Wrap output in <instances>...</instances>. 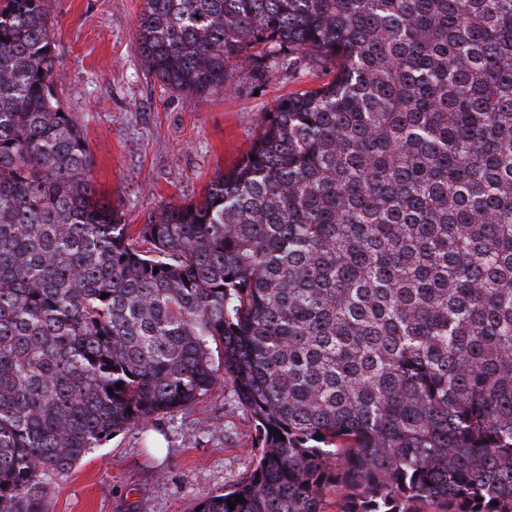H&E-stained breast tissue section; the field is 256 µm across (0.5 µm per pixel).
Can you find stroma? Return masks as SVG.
Returning a JSON list of instances; mask_svg holds the SVG:
<instances>
[{
  "instance_id": "35a3bbf8",
  "label": "stroma",
  "mask_w": 512,
  "mask_h": 512,
  "mask_svg": "<svg viewBox=\"0 0 512 512\" xmlns=\"http://www.w3.org/2000/svg\"><path fill=\"white\" fill-rule=\"evenodd\" d=\"M145 0H46L61 75L58 98L82 126L92 179L125 224L171 201L195 203L248 152L275 100L323 78L303 60L255 81L232 70L223 93L189 98L162 89L135 50ZM249 412L231 388L117 435L49 481L45 512H193L256 462Z\"/></svg>"
}]
</instances>
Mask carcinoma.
<instances>
[{"label": "carcinoma", "instance_id": "cac0c4a2", "mask_svg": "<svg viewBox=\"0 0 512 512\" xmlns=\"http://www.w3.org/2000/svg\"><path fill=\"white\" fill-rule=\"evenodd\" d=\"M136 42L190 96L331 70L203 201L120 224L45 0H5L0 512L226 384L258 460L194 512H512V0H145Z\"/></svg>", "mask_w": 512, "mask_h": 512}]
</instances>
